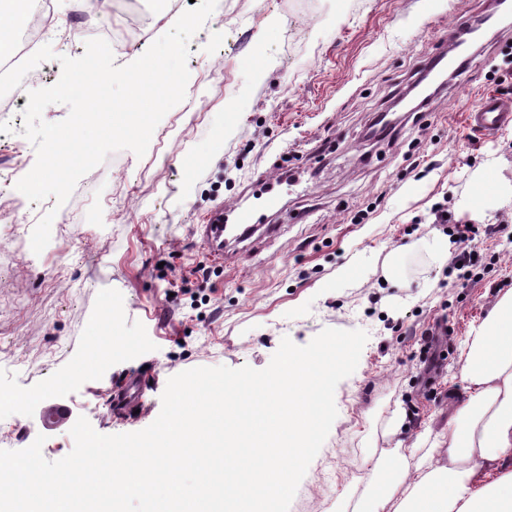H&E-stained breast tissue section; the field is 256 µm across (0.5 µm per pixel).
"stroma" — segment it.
<instances>
[{
    "label": "stroma",
    "instance_id": "obj_1",
    "mask_svg": "<svg viewBox=\"0 0 512 512\" xmlns=\"http://www.w3.org/2000/svg\"><path fill=\"white\" fill-rule=\"evenodd\" d=\"M223 26L230 47L199 30L191 39L186 96L224 105V79L238 85L246 109L224 117V140L203 164L183 170L180 153L210 142L202 113L179 118L144 157L122 151L128 171L114 193L111 166L88 172L63 205L54 198L13 209L0 193V341L16 352L0 363V390L23 395L4 415L0 449L21 450L44 436L43 456L54 461L74 445L69 431L43 426L31 400L64 404L104 435L149 426L147 409L127 420L104 406L119 379L144 367L177 371L225 365L265 368L283 338L299 346L322 330L367 332L354 373L335 391L338 415L300 482L323 500L325 512H349L363 496L366 475L377 485L398 478V455L434 447L454 425L467 399L458 377L463 342L499 297L512 291V223L485 239L476 265L481 280L463 290L446 285L449 244L442 229L416 225L432 204L449 200L456 216L477 214L486 184L504 188L501 208L512 211V128L472 144L463 114L482 95L512 98V76L489 84L502 67L495 42L471 47L461 83L420 111L402 113L395 129L369 134L375 113L410 84L442 48L443 31L430 26L433 0H225ZM271 61L255 76L254 44ZM272 187L277 207L263 221L278 235L257 241L249 260L217 265L199 289L209 321L169 317L164 297L202 257L193 227L217 205ZM99 224L78 221L85 205ZM373 205L368 223L355 211ZM54 212L52 257L31 261L21 236ZM109 295L121 307L127 335L140 346L105 368L73 377L87 360L89 324ZM447 319L448 358L435 397L416 385L423 331ZM405 417L391 433L396 417ZM446 456V447H434Z\"/></svg>",
    "mask_w": 512,
    "mask_h": 512
}]
</instances>
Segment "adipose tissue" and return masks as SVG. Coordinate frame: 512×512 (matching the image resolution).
<instances>
[{
    "instance_id": "adipose-tissue-1",
    "label": "adipose tissue",
    "mask_w": 512,
    "mask_h": 512,
    "mask_svg": "<svg viewBox=\"0 0 512 512\" xmlns=\"http://www.w3.org/2000/svg\"><path fill=\"white\" fill-rule=\"evenodd\" d=\"M512 329V292L504 294L464 342L461 377L467 400L458 412L459 427L448 430L446 458L433 453L419 457L418 473L409 492L395 498V485L383 488L370 503L372 512L397 500L395 512H415L414 501L429 486L450 485L449 496L437 512H484L495 504V512H512V496L501 497L512 487V345L501 342ZM495 474L487 484H477V471Z\"/></svg>"
}]
</instances>
